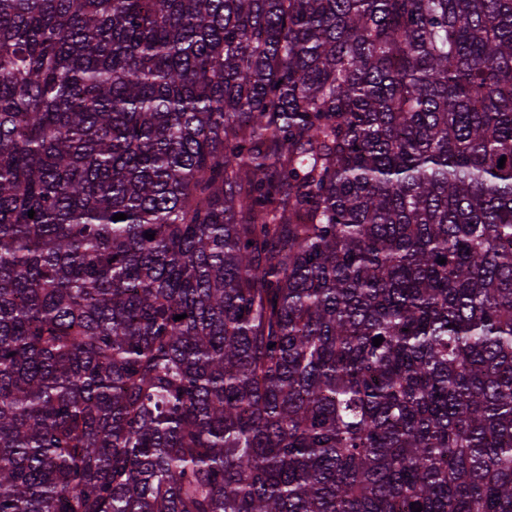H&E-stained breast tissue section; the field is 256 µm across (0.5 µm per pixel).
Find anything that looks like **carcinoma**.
<instances>
[{"label":"carcinoma","instance_id":"carcinoma-1","mask_svg":"<svg viewBox=\"0 0 512 512\" xmlns=\"http://www.w3.org/2000/svg\"><path fill=\"white\" fill-rule=\"evenodd\" d=\"M413 503L512 512V0H0V512Z\"/></svg>","mask_w":512,"mask_h":512}]
</instances>
